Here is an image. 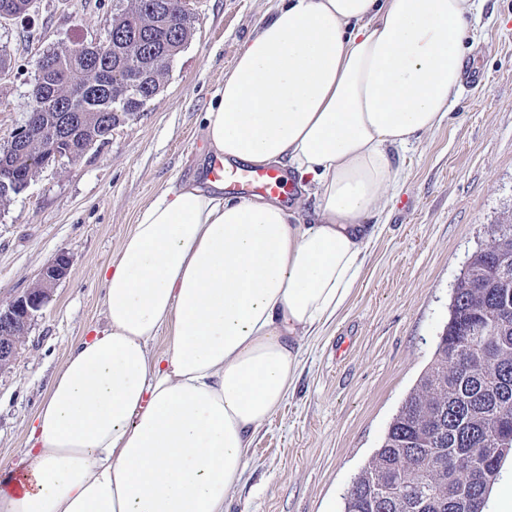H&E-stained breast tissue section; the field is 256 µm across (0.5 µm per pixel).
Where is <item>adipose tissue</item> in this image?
I'll list each match as a JSON object with an SVG mask.
<instances>
[{
	"label": "adipose tissue",
	"mask_w": 512,
	"mask_h": 512,
	"mask_svg": "<svg viewBox=\"0 0 512 512\" xmlns=\"http://www.w3.org/2000/svg\"><path fill=\"white\" fill-rule=\"evenodd\" d=\"M483 3L281 0L260 19L204 114L210 160L290 172L314 222L211 175L143 207L100 271L106 325L53 379L0 512H229L303 341L362 277L399 150L452 107Z\"/></svg>",
	"instance_id": "1"
}]
</instances>
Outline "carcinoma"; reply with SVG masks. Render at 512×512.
Wrapping results in <instances>:
<instances>
[{
	"label": "carcinoma",
	"mask_w": 512,
	"mask_h": 512,
	"mask_svg": "<svg viewBox=\"0 0 512 512\" xmlns=\"http://www.w3.org/2000/svg\"><path fill=\"white\" fill-rule=\"evenodd\" d=\"M181 0H127L107 42L41 54L28 128L0 148V179L22 192L55 153L80 160L90 144L135 117L161 88L168 64L194 35ZM34 0H0V20ZM512 455V218L472 253L453 288L431 364L354 477L343 512H474ZM482 479L472 482V475Z\"/></svg>",
	"instance_id": "carcinoma-1"
}]
</instances>
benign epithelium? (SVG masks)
<instances>
[{
	"label": "benign epithelium",
	"mask_w": 512,
	"mask_h": 512,
	"mask_svg": "<svg viewBox=\"0 0 512 512\" xmlns=\"http://www.w3.org/2000/svg\"><path fill=\"white\" fill-rule=\"evenodd\" d=\"M69 266V257L62 252L57 254L44 266L36 285L17 296L7 308H0V370L13 363L18 352L14 337L26 334L57 282L67 275Z\"/></svg>",
	"instance_id": "1"
}]
</instances>
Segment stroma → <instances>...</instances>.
Segmentation results:
<instances>
[{
  "label": "stroma",
  "mask_w": 512,
  "mask_h": 512,
  "mask_svg": "<svg viewBox=\"0 0 512 512\" xmlns=\"http://www.w3.org/2000/svg\"><path fill=\"white\" fill-rule=\"evenodd\" d=\"M113 0H36L0 22V145L22 125L36 60L105 43ZM277 0H184L195 32L162 92L80 160L40 169L0 205V306L58 253L67 275L0 370V465L12 467L70 348L105 324L100 268L117 259L141 208L197 179L209 147L203 114L224 73ZM442 125L403 153L385 229L371 242L349 306L305 345L296 387L253 438L231 512H341L355 475L433 358L468 257L512 212V0H486Z\"/></svg>",
  "instance_id": "stroma-1"
}]
</instances>
